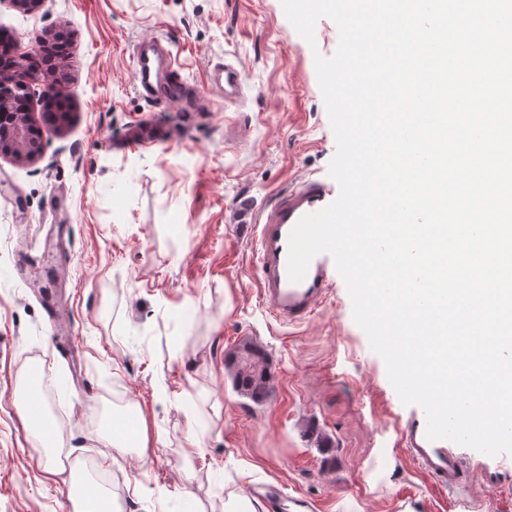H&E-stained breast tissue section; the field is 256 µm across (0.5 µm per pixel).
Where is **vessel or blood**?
<instances>
[{
	"instance_id": "vessel-or-blood-1",
	"label": "vessel or blood",
	"mask_w": 512,
	"mask_h": 512,
	"mask_svg": "<svg viewBox=\"0 0 512 512\" xmlns=\"http://www.w3.org/2000/svg\"><path fill=\"white\" fill-rule=\"evenodd\" d=\"M135 59V90L146 103L179 102L188 107L199 104V97L189 95L175 58L161 40H142ZM243 80L239 65L227 59L214 64L209 88L229 98L242 92ZM329 194L330 189L322 180L305 178L280 196L271 209L260 211L254 221L252 249L260 296L276 320L288 323L308 318L327 293L330 254L316 255L304 280L298 283L288 278L287 257L292 228L304 215L329 205ZM425 428V415L409 420L400 432V447L413 464L443 490L453 494L464 491L469 461L452 451L451 441H429Z\"/></svg>"
}]
</instances>
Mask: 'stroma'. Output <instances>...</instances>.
<instances>
[{
    "label": "stroma",
    "instance_id": "obj_1",
    "mask_svg": "<svg viewBox=\"0 0 512 512\" xmlns=\"http://www.w3.org/2000/svg\"><path fill=\"white\" fill-rule=\"evenodd\" d=\"M59 32L69 120L41 123L35 161L0 154V512H75L96 472L112 478V512H224L230 493L263 485L315 512H461L399 448L418 408L401 402L338 271L302 322L259 299L253 213L329 177L336 140L315 58L336 52L335 22L320 18L310 43L281 0H45L32 12L0 0V33L20 50ZM154 36L200 90L214 63L237 61L244 99L148 105L134 51ZM136 121L161 124L162 139L113 149ZM233 121L248 134L230 147ZM21 260L64 304L62 325L14 275ZM249 347L267 378L256 399L232 382ZM34 362L48 369L38 429L19 389ZM118 397L147 418L148 462L106 439L124 423ZM461 453L474 512H512V454L489 487V455Z\"/></svg>",
    "mask_w": 512,
    "mask_h": 512
}]
</instances>
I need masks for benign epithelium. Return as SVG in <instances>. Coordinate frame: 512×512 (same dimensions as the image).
Masks as SVG:
<instances>
[{"mask_svg":"<svg viewBox=\"0 0 512 512\" xmlns=\"http://www.w3.org/2000/svg\"><path fill=\"white\" fill-rule=\"evenodd\" d=\"M47 75L30 71L21 78L13 66L0 65V152L32 161L41 151L32 113L23 107L29 100V84L45 83Z\"/></svg>","mask_w":512,"mask_h":512,"instance_id":"benign-epithelium-1","label":"benign epithelium"}]
</instances>
